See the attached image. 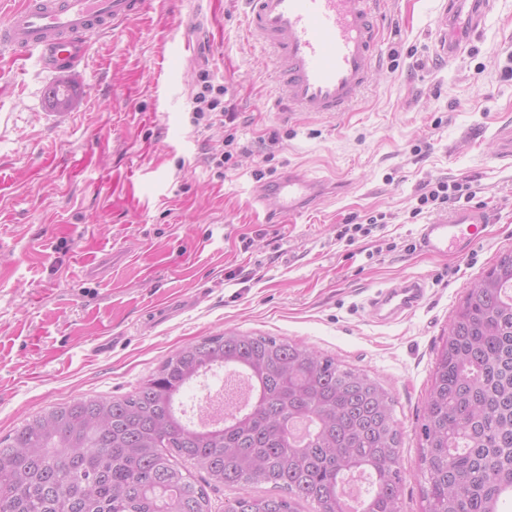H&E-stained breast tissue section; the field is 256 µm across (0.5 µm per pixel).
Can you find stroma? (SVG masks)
I'll return each mask as SVG.
<instances>
[{
  "instance_id": "stroma-1",
  "label": "stroma",
  "mask_w": 512,
  "mask_h": 512,
  "mask_svg": "<svg viewBox=\"0 0 512 512\" xmlns=\"http://www.w3.org/2000/svg\"><path fill=\"white\" fill-rule=\"evenodd\" d=\"M439 0H382L377 67L349 111L289 115L274 63L242 34L248 0H152L94 38L79 74L0 56V438L50 406L132 393L187 343L273 336L361 369L393 399L402 434L401 512H422L421 426L438 351L468 285L512 251V0H497L470 48L435 53ZM207 66L248 145L223 168L224 128L194 126ZM80 86L66 116L42 94ZM341 182L287 220L259 188L290 168ZM470 180L491 222L469 254L431 260L411 218L420 189ZM382 223L338 240L344 224ZM112 255L105 276L81 268ZM408 277L422 305L395 322L369 299Z\"/></svg>"
}]
</instances>
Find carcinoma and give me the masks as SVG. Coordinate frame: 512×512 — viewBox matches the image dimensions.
<instances>
[{"mask_svg":"<svg viewBox=\"0 0 512 512\" xmlns=\"http://www.w3.org/2000/svg\"><path fill=\"white\" fill-rule=\"evenodd\" d=\"M231 370L191 424L181 389ZM306 419L300 444L288 425ZM424 512H506L512 498V252L471 284L434 369L422 427ZM400 432L388 392L305 345L241 333L209 336L168 356L135 392L52 406L0 440V512H212L214 485H270L224 512H400ZM373 489L347 510L353 473Z\"/></svg>","mask_w":512,"mask_h":512,"instance_id":"1","label":"carcinoma"}]
</instances>
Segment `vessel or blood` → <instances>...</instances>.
Segmentation results:
<instances>
[{"label":"vessel or blood","mask_w":512,"mask_h":512,"mask_svg":"<svg viewBox=\"0 0 512 512\" xmlns=\"http://www.w3.org/2000/svg\"><path fill=\"white\" fill-rule=\"evenodd\" d=\"M496 0H443L438 14L437 55L458 57ZM151 0H22L0 22V50L37 55L51 72L73 73L83 64L94 35L138 18ZM377 0H250L248 30L273 53L279 82L295 112H344L366 86L381 38ZM280 214L299 215L324 193L304 172L289 171L266 187ZM485 207L469 206L421 225L417 247L432 259L459 256L486 236ZM420 278L379 290L371 311L388 323L424 301Z\"/></svg>","instance_id":"1"}]
</instances>
